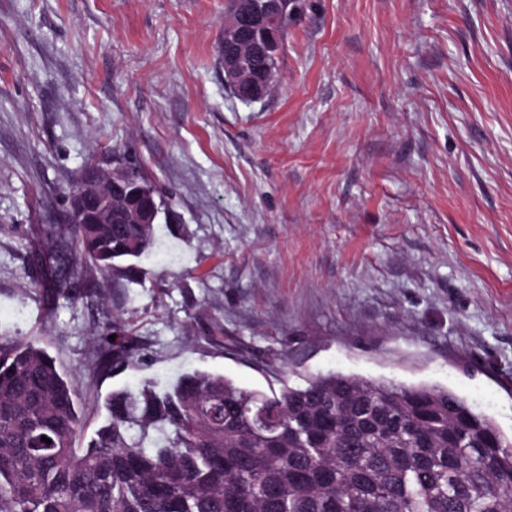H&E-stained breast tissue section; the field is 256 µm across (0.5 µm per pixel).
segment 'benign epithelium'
Returning <instances> with one entry per match:
<instances>
[{"mask_svg":"<svg viewBox=\"0 0 512 512\" xmlns=\"http://www.w3.org/2000/svg\"><path fill=\"white\" fill-rule=\"evenodd\" d=\"M292 0H260L250 12L224 14V82L243 98L260 101L271 90L267 67L247 63L267 59L281 48V20ZM159 202L154 191L131 182L128 168L95 163L82 172L70 195L71 220L78 224H155Z\"/></svg>","mask_w":512,"mask_h":512,"instance_id":"1","label":"benign epithelium"}]
</instances>
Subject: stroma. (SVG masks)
Instances as JSON below:
<instances>
[{"label":"stroma","instance_id":"obj_1","mask_svg":"<svg viewBox=\"0 0 512 512\" xmlns=\"http://www.w3.org/2000/svg\"><path fill=\"white\" fill-rule=\"evenodd\" d=\"M263 101L224 84L225 0H0V336L46 347L83 446L111 390L199 370L448 388L512 435V0H295ZM165 211L139 282L52 280L88 157ZM142 348L88 357L114 323ZM111 335L115 336V341H111L110 336H103L90 355L88 366L95 375L111 373L133 359L124 331L113 328Z\"/></svg>","mask_w":512,"mask_h":512}]
</instances>
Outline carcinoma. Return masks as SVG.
I'll list each match as a JSON object with an SVG mask.
<instances>
[{"mask_svg":"<svg viewBox=\"0 0 512 512\" xmlns=\"http://www.w3.org/2000/svg\"><path fill=\"white\" fill-rule=\"evenodd\" d=\"M153 224H74L46 251L60 282L137 280ZM89 369L133 359L123 330ZM86 446L67 374L32 340L0 336V512H512V437L446 388L336 373L271 393L194 371L105 398ZM50 442L41 441V437Z\"/></svg>","mask_w":512,"mask_h":512,"instance_id":"obj_1","label":"carcinoma"}]
</instances>
